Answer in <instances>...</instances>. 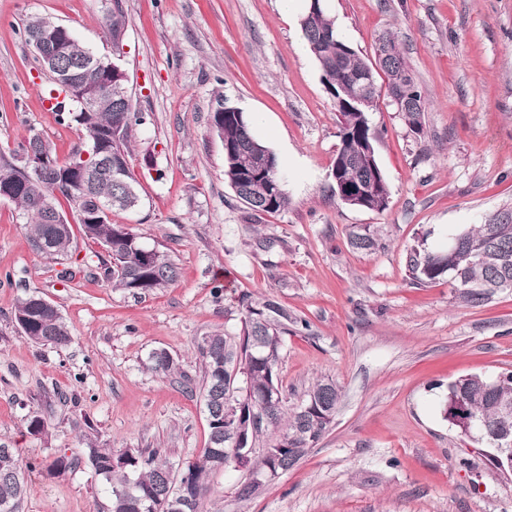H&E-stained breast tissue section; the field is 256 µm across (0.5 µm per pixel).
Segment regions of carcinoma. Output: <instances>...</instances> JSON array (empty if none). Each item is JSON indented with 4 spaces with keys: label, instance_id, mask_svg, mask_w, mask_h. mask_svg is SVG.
Masks as SVG:
<instances>
[{
    "label": "carcinoma",
    "instance_id": "obj_1",
    "mask_svg": "<svg viewBox=\"0 0 512 512\" xmlns=\"http://www.w3.org/2000/svg\"><path fill=\"white\" fill-rule=\"evenodd\" d=\"M106 18V35L113 48H119L117 37L126 29V15L120 0ZM51 18L32 16L25 22V41L36 47V36ZM303 43L317 63H327L336 57V43L345 38L337 31L328 10L323 9L308 24L300 25ZM81 56L76 51L47 65L52 85L50 91L66 92L63 76L75 69ZM358 84L350 82L346 92L327 91L334 101L336 112L350 111V97L358 94ZM98 105L86 112L79 103L65 96L58 103L57 121L61 125L76 126L88 138L97 139L104 150L112 151L129 164V138L133 127L145 123L144 113L136 110L131 95H110L101 86L96 93ZM354 132L341 136V145L334 165H343V177L351 182L363 179L364 171L352 164L358 157L362 142L375 139L371 126L353 115ZM214 131L225 145L236 149L235 155L224 156V179L230 187L240 185L243 172L256 171L266 158L273 164L278 160L270 147L257 138L247 114L238 119L226 118ZM29 152L44 159L47 170L42 180L28 184L20 169L19 157ZM83 150H75L65 160H58L50 144L37 134L30 136L15 149H0V184L13 182L18 188L11 198L20 211L31 219L28 242L32 249L44 257L63 265L62 277L69 279L76 272L91 269L86 264L78 269L68 265L74 228L88 240L109 250L114 259H100L99 269L106 280L134 297L164 290L178 278L179 271L171 255L154 248L151 260L144 262L138 255L141 237L122 224L112 223V217L98 224L85 219L87 209L95 201L112 199V208L124 210L131 194L137 192V181L127 171L126 183L101 176L85 182L75 167L96 157L82 159ZM70 205L73 219H67L59 208V198ZM288 205L285 189H280L271 202L256 200L249 209L255 214L276 213ZM349 242L357 250H373L379 239L368 227L350 233ZM412 280L419 283L435 282L444 277L458 288V301L467 307L490 303L495 294L512 288V210L494 214L483 224L473 225L448 238V247L429 251L421 246L412 249L407 260ZM244 318L240 332L235 336L214 332L200 338L196 348L204 368L202 398L208 423V440L203 459L199 463L176 468L159 459L155 449L127 448L115 453L110 448L88 446L87 457L95 477L104 487L108 503L107 512H169V502L179 495L185 482H201L198 491L186 500L185 512H198L201 499L208 492L209 474L224 468V409L234 410L235 422L231 430L244 433L245 447L264 449L262 458L253 468L290 470L296 466L292 456L303 459L309 448L327 432L333 422L341 399L339 386L330 380H319L307 391L305 398L291 412L285 403L263 406L270 396L282 392L277 365L288 334V324L303 329L307 324L288 320V311L271 301L252 302L242 298ZM14 319L27 338L42 346L64 347L71 340L69 327L63 315L35 300L29 293L17 299ZM151 369L169 374L179 369V360L164 349L150 353ZM491 377L468 374L448 383V391L441 403L443 418L463 431L469 419L491 438L512 433V411L499 409L502 400L512 402V372L490 387ZM280 434L273 442H266L270 430ZM289 447L284 455L271 453L274 448ZM33 464L22 463L18 449L0 445V512H20L26 494L27 480Z\"/></svg>",
    "mask_w": 512,
    "mask_h": 512
}]
</instances>
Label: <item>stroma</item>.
<instances>
[{"label": "stroma", "instance_id": "stroma-1", "mask_svg": "<svg viewBox=\"0 0 512 512\" xmlns=\"http://www.w3.org/2000/svg\"><path fill=\"white\" fill-rule=\"evenodd\" d=\"M128 26L119 63L147 121L133 129L129 164L138 207L113 213L169 252L179 279L135 297L98 272L68 283L33 252L26 217L0 200V444L34 463L20 512H106L87 446L159 450L181 467L201 461L207 421L198 388L200 336L237 334L241 295L271 300L308 329L289 333L278 362L288 406L319 380L342 398L308 455L255 498L245 468L210 473L200 512H512V476L484 443L444 420L449 382L512 371V288L466 308L447 280L416 285L411 247L443 248L450 234L512 209V0H329L336 27L364 60L395 34L423 89L422 130L388 97L369 119L390 189L386 211L342 204L331 177L339 126L299 20L278 0H122ZM112 0H0V148L38 134L58 160L85 132L57 122L50 81L21 30L51 17L111 54ZM262 112L258 136L276 153L288 205L252 215L224 179L218 104ZM378 229L360 251L351 231ZM55 304L72 340L32 343L14 321L23 292ZM178 357L162 376L152 350ZM43 419V433L26 428ZM74 468L51 474L59 455Z\"/></svg>", "mask_w": 512, "mask_h": 512}]
</instances>
